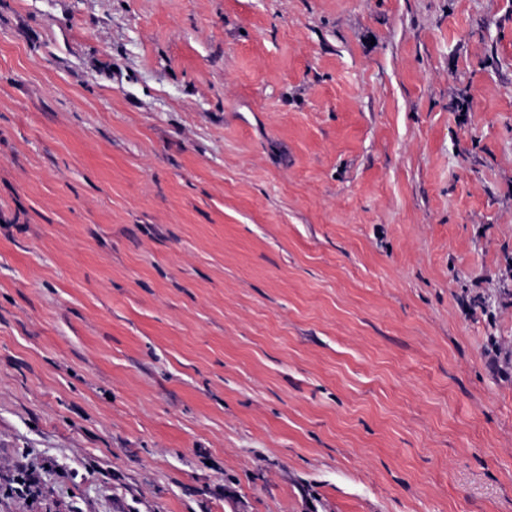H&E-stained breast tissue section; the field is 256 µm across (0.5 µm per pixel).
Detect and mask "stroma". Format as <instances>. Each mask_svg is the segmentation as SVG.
<instances>
[{
  "mask_svg": "<svg viewBox=\"0 0 512 512\" xmlns=\"http://www.w3.org/2000/svg\"><path fill=\"white\" fill-rule=\"evenodd\" d=\"M0 512H512V0H0Z\"/></svg>",
  "mask_w": 512,
  "mask_h": 512,
  "instance_id": "1",
  "label": "stroma"
}]
</instances>
